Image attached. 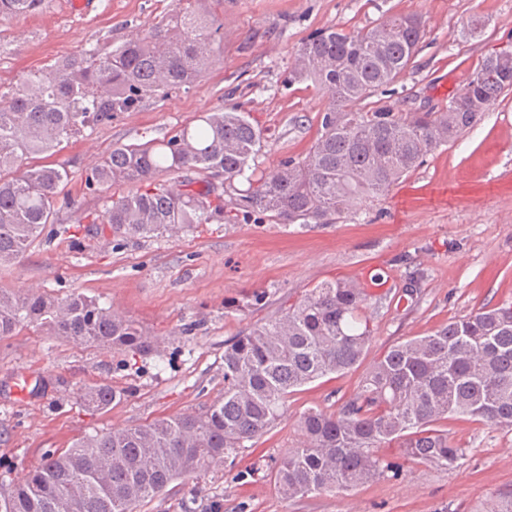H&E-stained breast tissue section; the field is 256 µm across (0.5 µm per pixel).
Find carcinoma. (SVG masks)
<instances>
[{"label":"carcinoma","mask_w":512,"mask_h":512,"mask_svg":"<svg viewBox=\"0 0 512 512\" xmlns=\"http://www.w3.org/2000/svg\"><path fill=\"white\" fill-rule=\"evenodd\" d=\"M44 0H0V22ZM208 0H177L173 12L118 40L37 70L0 91V268L13 265L55 223L64 162L29 167L63 142L172 90L188 91L224 50V17ZM425 35L420 17L399 14L357 32L329 27L299 50L293 80L327 90L328 106L308 154L272 169L257 158L264 129L226 105L199 115L161 142L112 149L86 173L89 190L127 185L87 231L117 242L193 232L202 224L254 218L271 224H335L389 193L426 156L455 142L512 91V48L491 50L448 103L404 114L354 106L412 67ZM368 295L336 281L313 289L281 315L224 345V392L195 412L87 434L0 495V512H139L178 479L232 462L288 414V396L358 366L372 341ZM33 327L131 357L156 350L132 319L82 292L21 295L0 289V340ZM124 392L81 389L77 403L104 412ZM464 416L512 429V304L480 308L425 336L389 346L338 409L309 407L299 439L268 469L288 500L350 491L400 472L403 464L452 469L466 449L448 438Z\"/></svg>","instance_id":"obj_1"}]
</instances>
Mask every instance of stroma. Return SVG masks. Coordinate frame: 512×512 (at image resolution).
Masks as SVG:
<instances>
[{
    "instance_id": "1",
    "label": "stroma",
    "mask_w": 512,
    "mask_h": 512,
    "mask_svg": "<svg viewBox=\"0 0 512 512\" xmlns=\"http://www.w3.org/2000/svg\"><path fill=\"white\" fill-rule=\"evenodd\" d=\"M224 52L189 92H173L112 124L71 139L57 160L71 172L55 223L16 264L0 268V289L64 295L77 290L113 306L157 336L160 350L138 359L35 329L0 341V490L47 450L100 431L199 410L224 388V344L266 321L315 286L351 281L371 294L370 357L422 336L480 306L512 302V94L464 137L427 156L387 195L337 224H205L197 231L113 242L87 232L103 193L85 185L88 168L113 147L170 137L202 112L236 104L267 129L268 168L309 151L327 95L294 82L298 50L313 33L375 26L394 14L422 18L414 64L365 100L363 109L401 112L447 99L495 47H512V0H223ZM175 0H44L35 13L0 23V89L89 43L150 26ZM487 25L463 36L470 19ZM415 289L412 302L397 292ZM369 369L307 385L288 416L234 464L176 481L141 512H497L512 500V431L465 419L448 422L467 450L451 470L420 467L346 493L282 499L270 479L248 470L291 448L296 414L336 409ZM29 375L26 394L14 382ZM105 382L126 396L101 413L76 403L81 388Z\"/></svg>"
}]
</instances>
